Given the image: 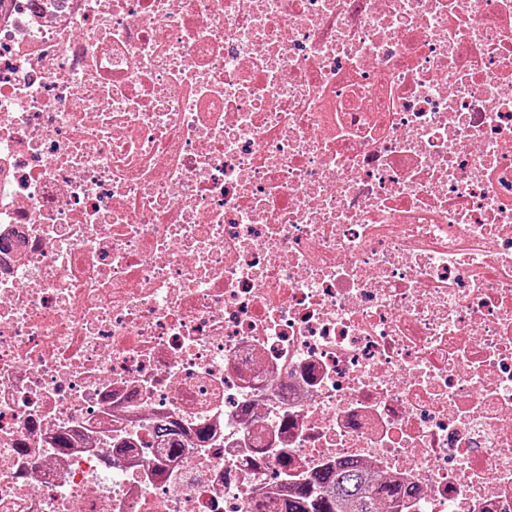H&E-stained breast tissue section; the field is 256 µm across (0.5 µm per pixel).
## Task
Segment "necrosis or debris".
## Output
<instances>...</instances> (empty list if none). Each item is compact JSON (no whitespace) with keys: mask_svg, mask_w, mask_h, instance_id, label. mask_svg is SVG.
I'll return each mask as SVG.
<instances>
[{"mask_svg":"<svg viewBox=\"0 0 512 512\" xmlns=\"http://www.w3.org/2000/svg\"><path fill=\"white\" fill-rule=\"evenodd\" d=\"M344 461L512 512V0H0V512Z\"/></svg>","mask_w":512,"mask_h":512,"instance_id":"necrosis-or-debris-1","label":"necrosis or debris"}]
</instances>
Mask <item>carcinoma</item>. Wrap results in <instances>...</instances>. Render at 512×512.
Returning <instances> with one entry per match:
<instances>
[{
	"label": "carcinoma",
	"mask_w": 512,
	"mask_h": 512,
	"mask_svg": "<svg viewBox=\"0 0 512 512\" xmlns=\"http://www.w3.org/2000/svg\"><path fill=\"white\" fill-rule=\"evenodd\" d=\"M285 494L286 512H390L399 510L398 489L378 482L349 463L329 464L312 480L301 482L293 476Z\"/></svg>",
	"instance_id": "1"
}]
</instances>
